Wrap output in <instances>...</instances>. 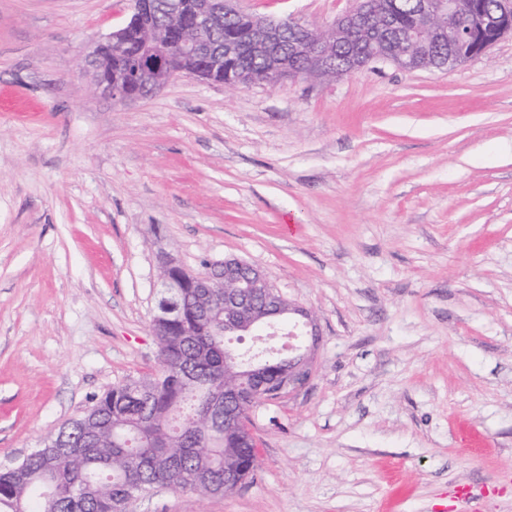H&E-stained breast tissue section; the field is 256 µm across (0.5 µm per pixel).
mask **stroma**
Listing matches in <instances>:
<instances>
[{
	"label": "stroma",
	"instance_id": "1",
	"mask_svg": "<svg viewBox=\"0 0 512 512\" xmlns=\"http://www.w3.org/2000/svg\"><path fill=\"white\" fill-rule=\"evenodd\" d=\"M353 0H241L325 27ZM131 0H0V466L158 368L159 253L233 255L313 312L301 389L250 411L235 493L129 512H512V35L391 64L134 102L83 67Z\"/></svg>",
	"mask_w": 512,
	"mask_h": 512
}]
</instances>
